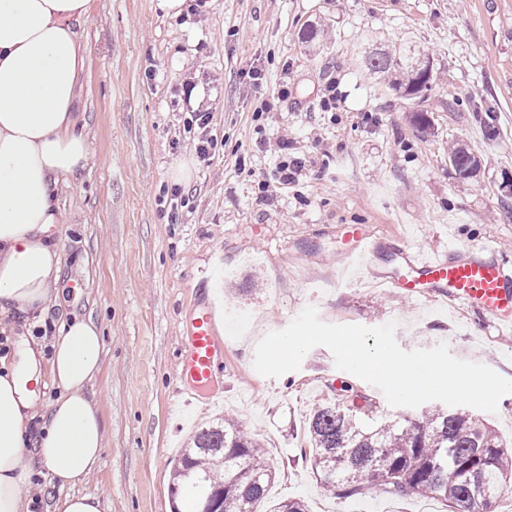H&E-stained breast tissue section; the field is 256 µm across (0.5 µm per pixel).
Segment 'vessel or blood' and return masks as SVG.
Returning a JSON list of instances; mask_svg holds the SVG:
<instances>
[{"instance_id": "vessel-or-blood-1", "label": "vessel or blood", "mask_w": 512, "mask_h": 512, "mask_svg": "<svg viewBox=\"0 0 512 512\" xmlns=\"http://www.w3.org/2000/svg\"><path fill=\"white\" fill-rule=\"evenodd\" d=\"M408 271L379 274L389 288L415 299H447L449 305L486 317L494 328L512 327V257L484 243L461 245L456 255L420 257L404 250ZM191 367L197 382H207L215 356V331L209 309H201L189 331Z\"/></svg>"}]
</instances>
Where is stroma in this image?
<instances>
[{
    "label": "stroma",
    "instance_id": "obj_1",
    "mask_svg": "<svg viewBox=\"0 0 512 512\" xmlns=\"http://www.w3.org/2000/svg\"><path fill=\"white\" fill-rule=\"evenodd\" d=\"M174 19L156 0H91L81 27L89 54L78 119L91 167L63 187L57 207L60 281L45 312L26 324L51 346L61 321H96L102 370L87 393L105 426L98 467L76 485L107 512H172L169 486L196 425L230 414L258 440L276 478L267 502L303 499L310 512H448L437 497L381 490L339 498L301 448L313 405L349 383L378 417L412 415L375 386L310 350L298 370L265 377L258 342L304 307L322 321L397 322L406 350L444 343L455 357L512 380V335L440 301L378 287L346 258L350 225L376 238L375 269L399 274L397 248L445 253L486 242L512 256V0H207ZM322 27L304 44V25ZM400 40L434 59L424 104L432 124H412V101L362 70L365 50ZM202 90L209 162L189 149L186 84ZM458 99L449 110L450 99ZM495 112L497 140L483 119ZM286 140L295 184L273 188ZM480 156L477 178L448 164V146ZM187 166L190 177L174 174ZM223 345L207 386L184 366L186 331L203 306Z\"/></svg>",
    "mask_w": 512,
    "mask_h": 512
}]
</instances>
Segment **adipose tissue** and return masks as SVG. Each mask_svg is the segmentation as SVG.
I'll return each mask as SVG.
<instances>
[{"label": "adipose tissue", "instance_id": "adipose-tissue-1", "mask_svg": "<svg viewBox=\"0 0 512 512\" xmlns=\"http://www.w3.org/2000/svg\"><path fill=\"white\" fill-rule=\"evenodd\" d=\"M89 12L90 0H0V313L45 310L58 281L55 198L92 159L75 112L88 57L77 26ZM103 350L89 319L64 321L47 359L18 333L0 367V512H29L24 478L42 471L71 489L55 512H103L97 496L72 490L103 451L102 417L87 394ZM47 374L61 392L33 434Z\"/></svg>", "mask_w": 512, "mask_h": 512}]
</instances>
